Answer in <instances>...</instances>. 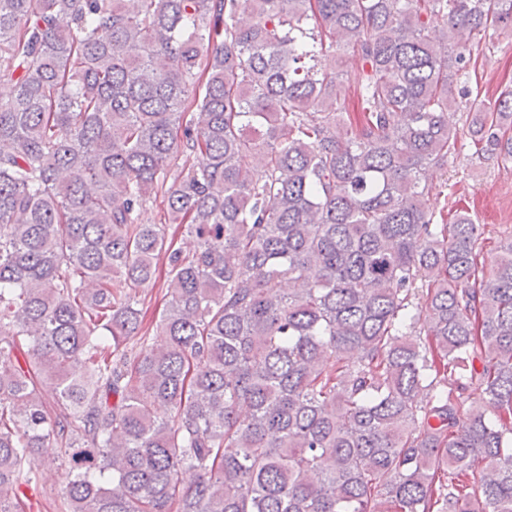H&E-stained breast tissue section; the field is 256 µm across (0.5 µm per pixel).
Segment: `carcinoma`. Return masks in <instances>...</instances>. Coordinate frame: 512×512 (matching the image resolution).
I'll list each match as a JSON object with an SVG mask.
<instances>
[{
	"label": "carcinoma",
	"mask_w": 512,
	"mask_h": 512,
	"mask_svg": "<svg viewBox=\"0 0 512 512\" xmlns=\"http://www.w3.org/2000/svg\"><path fill=\"white\" fill-rule=\"evenodd\" d=\"M498 29L512 0H0V512L36 457L64 512H512V234L487 259L421 178ZM506 125L512 89L469 102L509 163ZM156 276L154 284H150L139 290V295H141L142 298L146 296L144 304L139 306V308H142L143 326H145V328L151 327L152 324L159 319L164 303L167 300V298L164 297L167 287V267L165 260L162 258L158 260Z\"/></svg>",
	"instance_id": "obj_1"
}]
</instances>
